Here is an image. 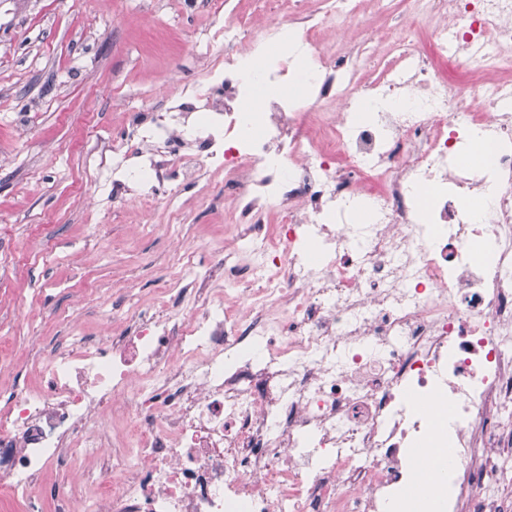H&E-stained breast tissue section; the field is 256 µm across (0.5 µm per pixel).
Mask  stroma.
<instances>
[{
    "label": "stroma",
    "instance_id": "stroma-1",
    "mask_svg": "<svg viewBox=\"0 0 512 512\" xmlns=\"http://www.w3.org/2000/svg\"><path fill=\"white\" fill-rule=\"evenodd\" d=\"M211 10L183 0H0V408L40 382L67 326L124 328L128 290L143 307L187 312L201 281L174 257L179 234L195 266L215 260L235 190L182 189L186 220L164 202L107 206L84 143L120 141L129 113L163 108L203 75ZM55 248L43 259L42 245ZM176 291L163 293L168 283ZM34 341V351L22 345Z\"/></svg>",
    "mask_w": 512,
    "mask_h": 512
}]
</instances>
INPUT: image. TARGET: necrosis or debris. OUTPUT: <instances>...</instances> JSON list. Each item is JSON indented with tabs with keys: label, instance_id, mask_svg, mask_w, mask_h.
<instances>
[{
	"label": "necrosis or debris",
	"instance_id": "1",
	"mask_svg": "<svg viewBox=\"0 0 512 512\" xmlns=\"http://www.w3.org/2000/svg\"><path fill=\"white\" fill-rule=\"evenodd\" d=\"M403 5L372 81L354 77L374 55L288 37L359 0H288L259 28L216 19L222 62L130 114L113 188L150 205L173 176L237 186L214 252L241 308L59 336L0 410L1 500L39 512L55 471L51 512H391L420 440L455 458L425 489L437 512H512V79L444 67L512 69V0ZM256 82L298 90L256 101ZM262 215L273 238L240 225Z\"/></svg>",
	"mask_w": 512,
	"mask_h": 512
}]
</instances>
